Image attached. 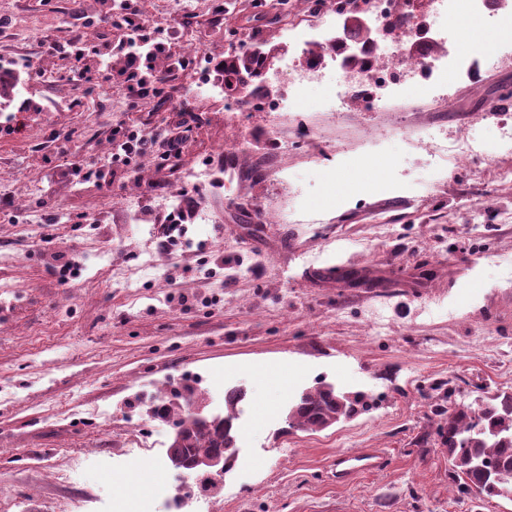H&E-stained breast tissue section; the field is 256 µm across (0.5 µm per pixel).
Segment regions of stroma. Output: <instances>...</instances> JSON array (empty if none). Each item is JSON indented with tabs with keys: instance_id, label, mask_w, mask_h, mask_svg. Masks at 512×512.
<instances>
[{
	"instance_id": "obj_1",
	"label": "stroma",
	"mask_w": 512,
	"mask_h": 512,
	"mask_svg": "<svg viewBox=\"0 0 512 512\" xmlns=\"http://www.w3.org/2000/svg\"><path fill=\"white\" fill-rule=\"evenodd\" d=\"M312 17L335 37L320 0H0V60L34 65L0 125V179L13 186L0 244L17 254L0 278L24 287L0 307V512H168L183 478L167 465L155 391L202 376L215 412L225 389L247 395L237 461L201 512H512V500L458 493L438 437L442 410L512 390V222L499 217L512 181L483 155L448 173L438 150L471 121L493 139L484 112H512V64L477 88L449 79L446 99L417 90L405 121L332 112L328 87L307 88L297 110L312 136L285 153L268 131L292 135V117L250 105L227 125L223 90L200 94L197 68L175 72L150 110L111 66L130 18L175 31L206 64L259 45L301 61L291 23ZM122 123L180 138L179 156L115 164ZM369 127L384 137L371 156ZM71 161L111 188L74 179ZM183 189L209 221L170 239L162 203ZM156 239L163 252L146 263ZM61 260L80 275L60 282ZM320 382L374 406L288 430L292 395ZM370 449L382 468L337 483L336 455ZM60 471L66 484L51 480Z\"/></svg>"
}]
</instances>
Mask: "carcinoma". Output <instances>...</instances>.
I'll use <instances>...</instances> for the list:
<instances>
[{
    "label": "carcinoma",
    "mask_w": 512,
    "mask_h": 512,
    "mask_svg": "<svg viewBox=\"0 0 512 512\" xmlns=\"http://www.w3.org/2000/svg\"><path fill=\"white\" fill-rule=\"evenodd\" d=\"M266 50L260 47L229 52L213 64L215 80L225 93L242 101L263 94L266 84ZM20 78L0 71V98H14ZM246 392L235 387L224 392V425L201 424L186 430L174 452L184 457L200 453L226 452L236 445L238 405ZM363 393L341 392L330 383L300 394L288 408V427L302 432H320L328 423L352 418L368 410ZM442 447L457 481L458 492L475 498L501 497L512 500V391L498 390L487 395L474 409L457 405L448 411L439 429Z\"/></svg>",
    "instance_id": "1"
}]
</instances>
